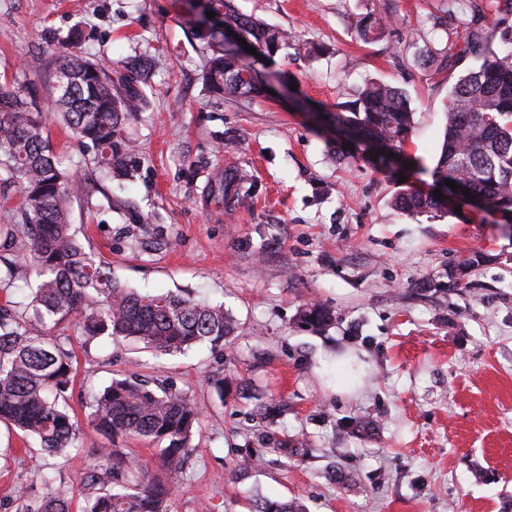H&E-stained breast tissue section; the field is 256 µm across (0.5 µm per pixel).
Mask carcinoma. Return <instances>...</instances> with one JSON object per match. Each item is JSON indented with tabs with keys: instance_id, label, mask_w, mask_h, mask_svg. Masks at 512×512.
<instances>
[{
	"instance_id": "cac0c4a2",
	"label": "carcinoma",
	"mask_w": 512,
	"mask_h": 512,
	"mask_svg": "<svg viewBox=\"0 0 512 512\" xmlns=\"http://www.w3.org/2000/svg\"><path fill=\"white\" fill-rule=\"evenodd\" d=\"M224 28L238 33L257 51L259 60L274 63L288 47L308 51L283 29L232 10L227 0ZM470 13L447 14L463 30L458 51L472 54L479 64L452 88L446 107L443 142L433 182L448 189L451 180L469 196L487 201L512 224V0H469ZM385 18L368 15L358 25L363 40L386 34ZM252 66L226 51L215 52L203 79L222 97L255 96L261 85L251 78ZM58 118L73 136L95 150L94 165L105 177L132 182L139 168L133 163L134 142L124 135L128 122L141 111L150 86L148 61L140 55L124 60L123 70L110 75L91 59L59 56L53 62ZM327 132L346 128L376 141L395 155L412 133L413 112L406 92L398 86L370 81L357 99L340 110L317 114ZM43 113L17 93H0L1 183H16L25 202L28 261L36 277L29 307L34 321L16 314L10 301L0 306V422L39 442L40 455L64 454L76 438L67 391L73 382L74 353L70 343L45 335L51 323L74 313L82 315L85 342L99 338H133L156 356L182 353L196 345L224 349V339L237 329L224 306L190 295L166 292L142 294L112 279L104 263L86 251L70 222L74 175L60 169ZM244 174L230 172L210 186L223 197L239 194ZM396 205L411 216L445 210V202L413 187L401 190ZM303 319L320 325L331 319L328 308L313 304ZM88 418L103 435L134 438L152 445L157 463L173 474L181 472L195 453L194 429L200 420L196 403L172 388H153L137 378H114L92 396ZM90 492L81 512H168L176 491L173 478L151 474L138 456L119 448H102L99 461L86 474ZM74 491L59 484L35 507L18 491L20 512H71ZM256 512H306L297 501H260Z\"/></svg>"
}]
</instances>
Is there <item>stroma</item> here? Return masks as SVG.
I'll use <instances>...</instances> for the list:
<instances>
[{"mask_svg": "<svg viewBox=\"0 0 512 512\" xmlns=\"http://www.w3.org/2000/svg\"><path fill=\"white\" fill-rule=\"evenodd\" d=\"M208 0H0V89L47 114L65 169L77 172L73 229L121 284L182 290L223 304L239 329L223 350L199 345L156 357L131 341L85 342L77 317L50 328L76 355L68 404L79 439L66 456L36 461L35 442L0 425V512L46 497L42 475L85 495L103 447L147 463L152 449L93 429L86 402L111 379L168 381L201 409L195 455L179 473L170 512H252L263 498L298 499L309 512H512V233L490 209L449 199V211L406 215L402 185L430 194L448 91L477 60L460 55L448 0H234L236 9L291 32L316 55L276 58L269 92L219 98L202 72L213 54L187 25ZM375 14L385 37L365 43L355 24ZM447 57L422 67L419 52ZM151 63L149 105L126 131L139 146L135 183L102 181L90 151L53 117L52 63L88 57L116 71ZM296 84L288 99L284 80ZM378 79L405 90L414 110L403 151L422 173L390 174L372 161L336 158L308 110L334 111ZM243 171L248 190L208 192ZM18 186L0 184V271L5 299L33 282ZM485 253L463 283L450 266ZM331 310L314 327L301 314ZM237 390L218 398L214 383ZM280 403V438L305 442L283 465L261 443L259 402Z\"/></svg>", "mask_w": 512, "mask_h": 512, "instance_id": "obj_1", "label": "stroma"}]
</instances>
